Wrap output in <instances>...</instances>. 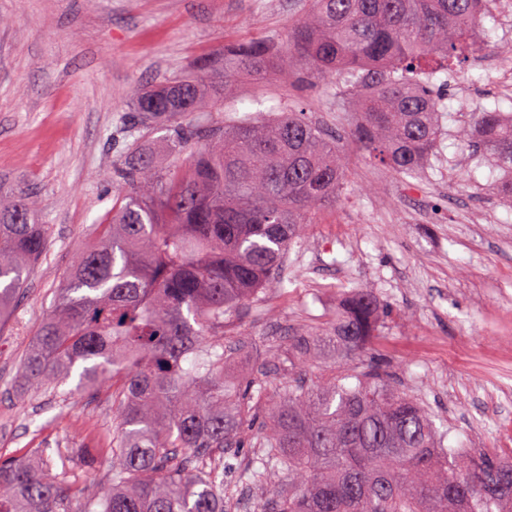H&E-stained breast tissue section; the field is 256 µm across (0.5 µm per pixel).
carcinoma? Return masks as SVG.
Returning <instances> with one entry per match:
<instances>
[{"mask_svg":"<svg viewBox=\"0 0 512 512\" xmlns=\"http://www.w3.org/2000/svg\"><path fill=\"white\" fill-rule=\"evenodd\" d=\"M488 13L484 0H312L282 42L224 47L198 75L130 92L141 124L165 121L185 164L162 165L136 149L124 166L131 191L115 201L99 241L74 260L53 309L18 369L21 389L41 394L77 378L76 389H112L122 407L106 448L107 493L74 491L46 449L0 455V512H224L231 448L258 449L242 479L261 485L259 512H512V463L444 448L415 398L373 369L305 385L316 355L352 357L379 332L369 291L345 293L336 316L301 327L277 352L274 377L252 368L228 379L241 349L224 326L280 278L304 226L336 202L344 173L336 144L304 114L258 109L230 122L204 83L302 67L336 75L355 91L352 136L390 170L415 176L443 125L434 78L454 64ZM502 176L512 202V113L485 110L459 132ZM47 228L27 198H0V318L45 255ZM288 474V488L274 477Z\"/></svg>","mask_w":512,"mask_h":512,"instance_id":"carcinoma-1","label":"carcinoma"}]
</instances>
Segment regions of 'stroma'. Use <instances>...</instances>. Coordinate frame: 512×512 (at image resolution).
<instances>
[{
    "label": "stroma",
    "mask_w": 512,
    "mask_h": 512,
    "mask_svg": "<svg viewBox=\"0 0 512 512\" xmlns=\"http://www.w3.org/2000/svg\"><path fill=\"white\" fill-rule=\"evenodd\" d=\"M309 0H0V196L28 197L49 248L0 324V453L58 450L74 489L107 492L108 455L95 473L84 448L102 449L119 423L110 391L89 397L61 386L28 398L16 391L20 358L49 314L75 254L99 238L129 185L114 179L130 148L160 136L126 132L132 89L186 74L225 46L286 39ZM485 30L441 89L443 136L429 164L401 177L371 160L351 136L356 102L325 78L308 86L273 72L226 85L238 113L300 111L335 139L346 185L336 206L288 253L286 289L267 287L262 314L244 307L224 334L245 359L276 367V346L300 325L335 314L342 290L372 291L379 336L361 355L318 358L303 376L382 367L388 383L418 398L450 448L512 454V205L494 193L489 158L456 136L474 113L512 112V56L502 0H490Z\"/></svg>",
    "instance_id": "35a3bbf8"
}]
</instances>
